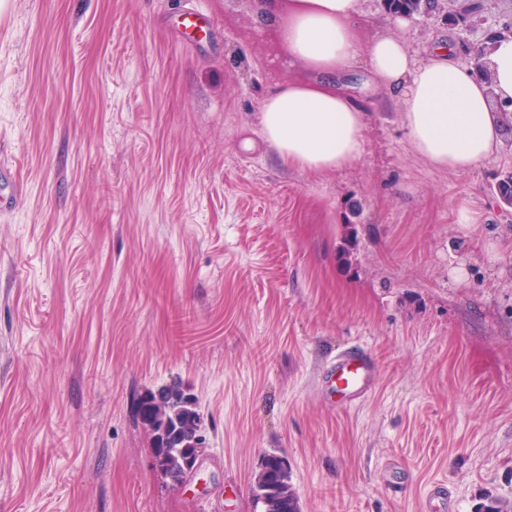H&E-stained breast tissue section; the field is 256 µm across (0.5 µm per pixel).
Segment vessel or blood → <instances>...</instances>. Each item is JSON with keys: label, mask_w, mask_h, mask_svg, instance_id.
<instances>
[{"label": "vessel or blood", "mask_w": 512, "mask_h": 512, "mask_svg": "<svg viewBox=\"0 0 512 512\" xmlns=\"http://www.w3.org/2000/svg\"><path fill=\"white\" fill-rule=\"evenodd\" d=\"M378 364L364 347L351 344L338 351L326 363L321 378L327 390L340 392L341 402L358 401L373 387ZM429 512H455L456 506L443 485H433L428 494Z\"/></svg>", "instance_id": "b4317fda"}]
</instances>
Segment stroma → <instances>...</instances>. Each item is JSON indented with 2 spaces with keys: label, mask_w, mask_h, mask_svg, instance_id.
Here are the masks:
<instances>
[{
  "label": "stroma",
  "mask_w": 512,
  "mask_h": 512,
  "mask_svg": "<svg viewBox=\"0 0 512 512\" xmlns=\"http://www.w3.org/2000/svg\"><path fill=\"white\" fill-rule=\"evenodd\" d=\"M213 22L180 36L184 2ZM364 36H512V0H436ZM254 0H0V512H257L285 458L300 512H512V130L468 172L412 148L364 64L351 164L309 174L261 137L269 65ZM473 221L459 223L460 211ZM379 365L340 405L317 385L344 345ZM178 386L204 421L205 487L157 469L138 411ZM427 502L430 512H454L456 510L454 501L446 493L442 484H435L430 488Z\"/></svg>",
  "instance_id": "obj_1"
}]
</instances>
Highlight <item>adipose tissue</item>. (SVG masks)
<instances>
[{"instance_id": "obj_1", "label": "adipose tissue", "mask_w": 512, "mask_h": 512, "mask_svg": "<svg viewBox=\"0 0 512 512\" xmlns=\"http://www.w3.org/2000/svg\"><path fill=\"white\" fill-rule=\"evenodd\" d=\"M256 7L277 30L288 64L306 71L260 108L261 135L286 165L323 173L360 155L365 109L348 84L358 60L398 95L407 136L433 167L465 172L500 146L498 106L512 100V37L494 43L482 73L458 66L443 45L419 64L401 36L364 39L360 0H258Z\"/></svg>"}]
</instances>
